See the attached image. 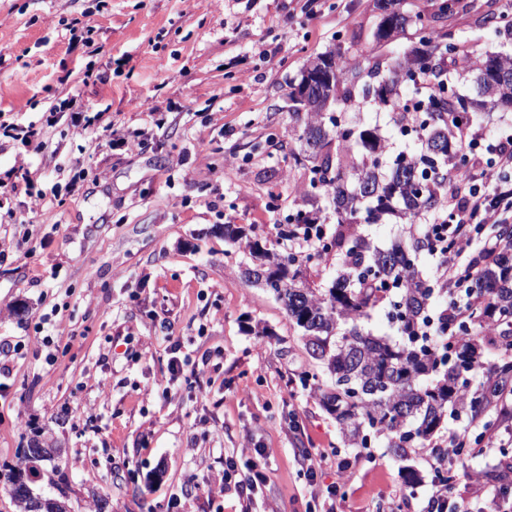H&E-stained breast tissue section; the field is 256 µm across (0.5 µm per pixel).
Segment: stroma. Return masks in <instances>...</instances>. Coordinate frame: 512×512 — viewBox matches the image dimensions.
Returning <instances> with one entry per match:
<instances>
[{
  "label": "stroma",
  "mask_w": 512,
  "mask_h": 512,
  "mask_svg": "<svg viewBox=\"0 0 512 512\" xmlns=\"http://www.w3.org/2000/svg\"><path fill=\"white\" fill-rule=\"evenodd\" d=\"M377 15L374 0H0V113L28 100L37 122L71 98L139 142L61 122L42 147L0 145V170L32 179L0 196V225L27 232L0 260V343L24 347L0 378V512H17L1 465L40 431L74 512L100 495L107 512H320L330 491L336 512H435L430 449L410 488L387 449L345 447L301 382L317 364L300 330L224 239L228 224L271 239L287 224L308 189L288 165L289 86L320 53L370 48ZM72 18L95 48L72 41ZM177 340L218 370L170 381ZM506 402L488 447L455 468L448 500L469 512L497 493L471 474L512 463ZM230 459L235 479L266 475L252 501L209 497Z\"/></svg>",
  "instance_id": "obj_1"
}]
</instances>
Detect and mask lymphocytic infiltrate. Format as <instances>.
Masks as SVG:
<instances>
[{
  "instance_id": "lymphocytic-infiltrate-1",
  "label": "lymphocytic infiltrate",
  "mask_w": 512,
  "mask_h": 512,
  "mask_svg": "<svg viewBox=\"0 0 512 512\" xmlns=\"http://www.w3.org/2000/svg\"><path fill=\"white\" fill-rule=\"evenodd\" d=\"M448 207V214L434 216L425 231L429 252L438 259L435 281L450 292L462 285L456 259L467 250L471 229L504 223L512 213L511 139L488 146L449 183Z\"/></svg>"
}]
</instances>
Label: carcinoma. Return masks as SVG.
Instances as JSON below:
<instances>
[{
  "label": "carcinoma",
  "mask_w": 512,
  "mask_h": 512,
  "mask_svg": "<svg viewBox=\"0 0 512 512\" xmlns=\"http://www.w3.org/2000/svg\"><path fill=\"white\" fill-rule=\"evenodd\" d=\"M376 2L379 10L393 4L400 13L396 35L413 26L418 43L396 60L380 52L378 43L356 57L339 48L329 51L338 77L324 112L297 103L295 93L306 71L288 92L300 141L288 162L307 170L310 187L331 198L336 224L331 237L312 254L280 247V240L296 239L320 223L317 212L298 209L288 214V233H279L275 241L253 237L234 224L224 225V238L245 242L251 264L242 267V277L269 288L300 329L306 352L326 376L316 384L319 404L336 419L344 444L367 450L383 442L405 463V483L413 488L422 477L408 465L411 454L431 444L445 418L482 423L484 432L474 440L448 442L456 458L473 456L490 428L487 418L512 393V225H500L504 245L495 258L484 261L478 255L460 269L471 285L460 305L466 318L436 344L420 335L431 321L434 293L417 269L427 250L424 236L383 250L372 246L358 225L384 214L414 221L444 207L448 180L469 165V141L485 130L487 106H496V98L487 95L465 107L457 84L490 63L512 72V16L495 9L497 0H487L482 24L493 23L496 34L510 38L496 51L480 50L438 27L470 11L463 0H433L431 10L414 14L405 9V0ZM371 80L390 83L388 94L370 92ZM403 85L413 96L403 95ZM359 103L391 112L401 132L407 120L420 129L418 146L399 153L386 174L381 172L385 144L379 129L349 120ZM328 252L336 253L339 266L333 281L307 277L313 259ZM384 307L396 341L361 328L372 311ZM487 346L501 354V362L490 368L484 361Z\"/></svg>",
  "instance_id": "obj_1"
}]
</instances>
